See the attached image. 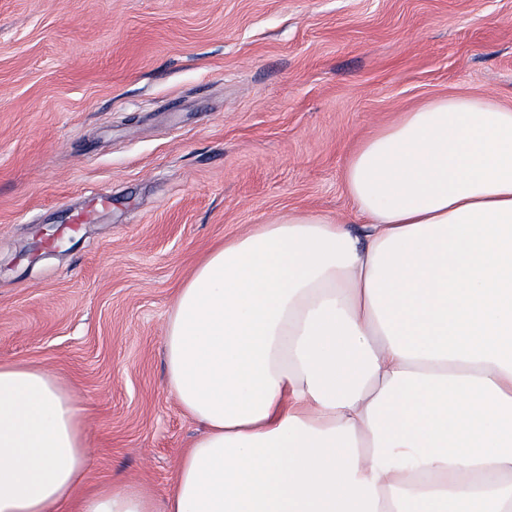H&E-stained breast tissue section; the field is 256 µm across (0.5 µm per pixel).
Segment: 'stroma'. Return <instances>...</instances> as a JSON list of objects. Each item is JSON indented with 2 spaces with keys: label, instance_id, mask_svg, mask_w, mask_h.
<instances>
[{
  "label": "stroma",
  "instance_id": "35a3bbf8",
  "mask_svg": "<svg viewBox=\"0 0 512 512\" xmlns=\"http://www.w3.org/2000/svg\"><path fill=\"white\" fill-rule=\"evenodd\" d=\"M440 95L512 105V0H0V360L75 389L82 493L171 491L201 428L163 333L208 251L347 215L351 150Z\"/></svg>",
  "mask_w": 512,
  "mask_h": 512
}]
</instances>
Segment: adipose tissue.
Masks as SVG:
<instances>
[{
  "mask_svg": "<svg viewBox=\"0 0 512 512\" xmlns=\"http://www.w3.org/2000/svg\"><path fill=\"white\" fill-rule=\"evenodd\" d=\"M343 221L217 245L167 316L202 432L163 501L80 494L72 390L0 361V512H512V107L443 95L351 153Z\"/></svg>",
  "mask_w": 512,
  "mask_h": 512,
  "instance_id": "adipose-tissue-1",
  "label": "adipose tissue"
}]
</instances>
